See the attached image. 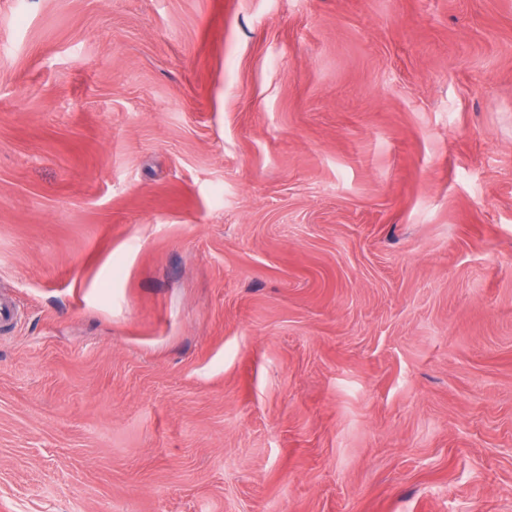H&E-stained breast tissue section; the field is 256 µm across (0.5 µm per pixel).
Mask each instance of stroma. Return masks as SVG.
I'll return each mask as SVG.
<instances>
[{"label":"stroma","instance_id":"1","mask_svg":"<svg viewBox=\"0 0 512 512\" xmlns=\"http://www.w3.org/2000/svg\"><path fill=\"white\" fill-rule=\"evenodd\" d=\"M0 512H512V0H0Z\"/></svg>","mask_w":512,"mask_h":512}]
</instances>
